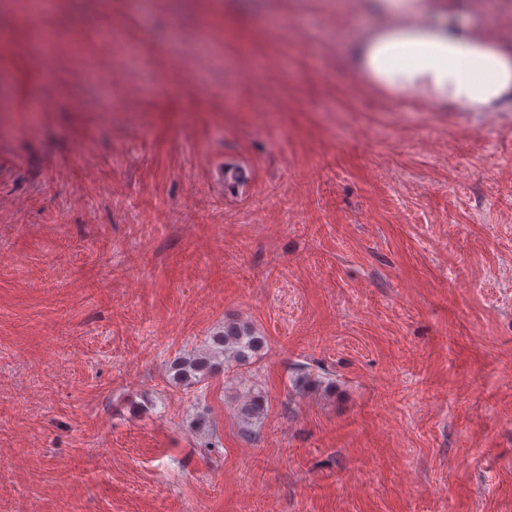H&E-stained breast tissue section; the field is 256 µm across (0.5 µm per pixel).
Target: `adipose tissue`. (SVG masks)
I'll use <instances>...</instances> for the list:
<instances>
[{
	"instance_id": "1",
	"label": "adipose tissue",
	"mask_w": 512,
	"mask_h": 512,
	"mask_svg": "<svg viewBox=\"0 0 512 512\" xmlns=\"http://www.w3.org/2000/svg\"><path fill=\"white\" fill-rule=\"evenodd\" d=\"M375 18L350 46L353 67L394 98L463 112L512 108V46L471 19L472 0H370Z\"/></svg>"
}]
</instances>
